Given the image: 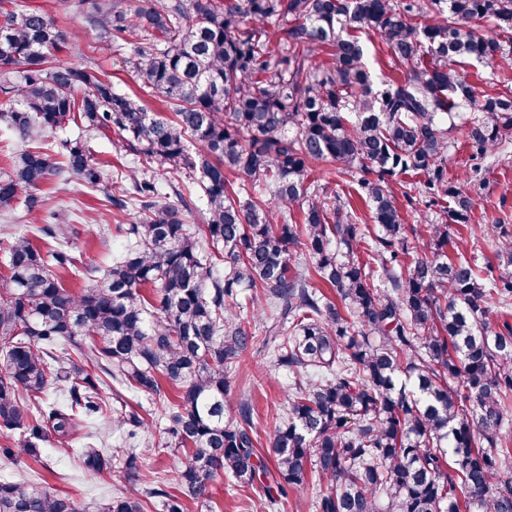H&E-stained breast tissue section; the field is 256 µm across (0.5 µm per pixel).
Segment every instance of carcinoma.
I'll return each instance as SVG.
<instances>
[{"label": "carcinoma", "instance_id": "obj_1", "mask_svg": "<svg viewBox=\"0 0 512 512\" xmlns=\"http://www.w3.org/2000/svg\"><path fill=\"white\" fill-rule=\"evenodd\" d=\"M59 3L131 47L130 67L175 118L150 115L88 65L52 62L75 37L19 0H0V123L31 144L0 172V209L19 200L28 215L46 211L40 187L65 173L139 213L117 227L125 251L78 291L60 280L76 270L60 225L34 226L42 247L27 234L4 242L0 429L19 433L26 454L48 440L65 451L83 421L107 410L103 373L153 397L168 447L183 450L179 493L146 491L163 512L208 498L221 473L243 487L270 476L283 496L314 480L317 512H512V227L487 230L498 275L450 258V227L469 223L473 200L445 166L464 110L480 158L512 138V95H480L461 68L485 63L509 81L512 0ZM482 19L488 34L473 27ZM274 20L285 22L276 51ZM363 31L379 36L402 77L387 81L368 66ZM325 48L332 63H313ZM76 120L119 131L157 171L129 168L106 182L79 138L64 141L56 161L45 137ZM327 162L358 185L372 225L315 184ZM163 173L198 179L204 223L193 229L162 202ZM393 183L418 214L409 232ZM300 246L319 287L291 271ZM246 291L261 301L253 311L269 314L267 331L288 330L272 363L293 381L264 456L249 403L239 420L224 418L227 368L252 341L237 311ZM53 340L77 356L46 349ZM52 387L62 401H45ZM113 430L132 439L149 421L125 403ZM145 452L125 459L130 488L101 512H146L136 490ZM80 460L94 474L112 470L103 448L82 449ZM0 512L82 509L47 486L0 480Z\"/></svg>", "mask_w": 512, "mask_h": 512}]
</instances>
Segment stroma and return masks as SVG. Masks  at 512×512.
Masks as SVG:
<instances>
[{"instance_id":"obj_1","label":"stroma","mask_w":512,"mask_h":512,"mask_svg":"<svg viewBox=\"0 0 512 512\" xmlns=\"http://www.w3.org/2000/svg\"><path fill=\"white\" fill-rule=\"evenodd\" d=\"M26 3L49 14L64 32L77 35L79 60L94 65L114 88L137 95L149 112L170 117V110L157 96L147 93L141 78L132 72L127 62L130 49L117 48L111 38L87 27L81 14L58 11L55 0H26ZM76 138L85 142L93 161L102 168L104 177H111L114 170L137 164L123 138L109 128L84 131L71 124L49 135L48 141L57 151L64 141ZM450 141L449 180L458 187L478 190L470 222L461 229L463 236L482 237L484 225L496 218L512 225V142L504 147L498 159L477 165L473 162L475 149L459 132H452ZM41 192L48 197L50 209L56 212L58 222L68 225L66 246L78 260L77 274L64 276L63 283L75 290L87 287L90 281L84 274L86 268L105 270L113 258L125 251L127 239L117 232L116 227L134 222L136 213L132 210L117 212L109 206L102 193L75 182L63 188L58 181H50L42 185ZM242 314L250 319L248 331L253 341L232 365V391L225 414L236 417L238 404L249 402L254 409L257 435L262 438L273 425V414L285 401L288 374L271 365L274 342L268 338L262 319L252 316L247 308ZM165 425V420L155 419L149 438L157 451L142 457L141 470L148 487L172 491L177 486L174 453L165 446ZM16 439V434L0 432V480L35 476L45 480L56 491L73 497L84 512H99L112 493L126 485L121 469H112L101 476L85 473L76 452L69 456L61 454L51 442L40 443L39 452L34 457H5L3 448L13 447ZM314 496L315 489L311 486L292 490L271 506L262 485L240 488L220 477L213 484L210 501L189 503L187 512H315Z\"/></svg>"}]
</instances>
